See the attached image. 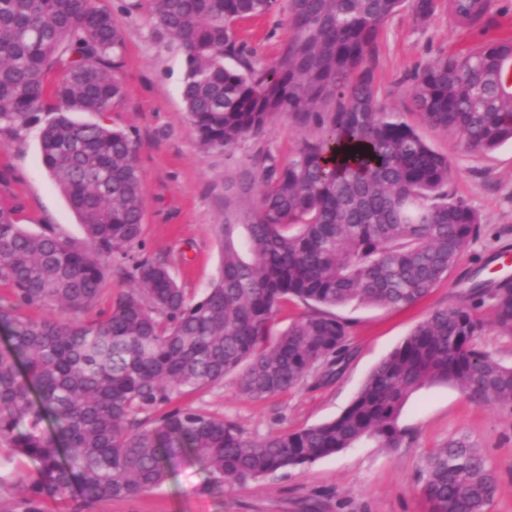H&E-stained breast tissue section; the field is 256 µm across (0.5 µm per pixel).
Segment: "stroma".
<instances>
[{"label": "stroma", "mask_w": 512, "mask_h": 512, "mask_svg": "<svg viewBox=\"0 0 512 512\" xmlns=\"http://www.w3.org/2000/svg\"><path fill=\"white\" fill-rule=\"evenodd\" d=\"M130 0H105L124 30L121 80L125 97L104 123L139 143L144 181V219L139 255L166 263L188 297H200L218 274L219 253L211 227L224 221V197L231 194L254 156L270 154L287 162L308 128L281 117L258 139L233 153L204 154L183 108L184 76L178 50L155 33L145 9ZM237 37L259 65L272 63L290 36L288 7L238 23ZM512 34V0H494L483 25L460 23L440 0L435 13L416 19L402 9L384 25L372 61L374 82L388 111L403 113L428 143L448 155L450 190L481 217L480 233L460 254L448 278L418 302L400 309L345 307L338 315L348 326L352 351L335 379L269 398L240 396L234 377L223 384L180 397L179 402L224 418L244 436L259 440L338 416L372 368L435 308L463 299L473 280L512 276V141L490 152L463 150L447 134L423 125L411 108L416 74L433 60ZM0 172L22 207L16 219L30 232L56 227L82 239V229L44 168L37 128L12 137L0 135ZM408 432L401 447L366 441L302 469L280 470L247 487L217 489L193 459L178 461L161 487L136 498L95 503L86 512H429L417 484L425 456L449 440L464 437L481 448L496 487L487 512H512V410L468 401L450 385H427L402 410Z\"/></svg>", "instance_id": "stroma-1"}]
</instances>
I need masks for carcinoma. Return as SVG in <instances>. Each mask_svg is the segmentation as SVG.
<instances>
[{
  "mask_svg": "<svg viewBox=\"0 0 512 512\" xmlns=\"http://www.w3.org/2000/svg\"><path fill=\"white\" fill-rule=\"evenodd\" d=\"M99 2L0 0V131L39 126L42 163L84 233L80 243L50 227L30 233L16 224L20 204L0 205V282L21 306L71 314L20 319L0 307V444L11 449L0 468L16 457L34 462L31 480L10 472L27 487L25 512H40L47 496L75 493L88 504L139 496L165 483L181 454L222 488L366 440L398 448L403 407L434 383L512 409V365L477 345L490 324L512 336L508 279L476 280L468 300L431 311L324 423L252 440L221 417L174 404L228 375L252 399L329 380L351 355L335 309L417 302L478 236L479 214L448 189V155L387 110L370 67L388 19L405 6L427 19L438 0H289L292 35L263 68L235 25L278 0H136L183 57L181 100L202 153L230 155L278 117L317 127L288 162L256 159L258 193L242 183L224 198V223L211 228L220 272L197 299L165 264L133 253L143 220L137 143L70 118L104 115L124 94L123 29ZM492 4L453 7L470 19ZM412 101L424 124L469 152L512 140V37L426 65ZM112 272L136 287L83 318ZM295 301L311 312L275 332L281 308ZM420 491L430 512H486L495 477L462 437L426 457Z\"/></svg>",
  "mask_w": 512,
  "mask_h": 512,
  "instance_id": "cac0c4a2",
  "label": "carcinoma"
}]
</instances>
